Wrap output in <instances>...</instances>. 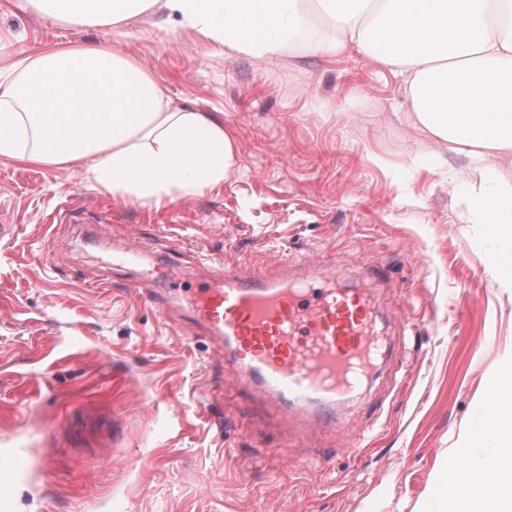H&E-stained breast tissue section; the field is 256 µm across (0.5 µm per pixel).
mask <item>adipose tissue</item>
<instances>
[{
  "label": "adipose tissue",
  "instance_id": "1",
  "mask_svg": "<svg viewBox=\"0 0 512 512\" xmlns=\"http://www.w3.org/2000/svg\"><path fill=\"white\" fill-rule=\"evenodd\" d=\"M20 0L61 26L111 35L146 13L179 15L205 42L257 58L349 46L398 70L416 123L472 161L463 221L512 241V189L490 169L512 161V0ZM0 157L58 168L81 163L91 187L160 205L223 185L234 145L223 120L174 105L139 61L99 42H64L0 69ZM475 475L448 512H512V353L488 384L484 418L460 444Z\"/></svg>",
  "mask_w": 512,
  "mask_h": 512
}]
</instances>
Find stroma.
Segmentation results:
<instances>
[{
	"instance_id": "35a3bbf8",
	"label": "stroma",
	"mask_w": 512,
	"mask_h": 512,
	"mask_svg": "<svg viewBox=\"0 0 512 512\" xmlns=\"http://www.w3.org/2000/svg\"><path fill=\"white\" fill-rule=\"evenodd\" d=\"M0 33L17 51L101 39L19 0H0ZM112 48L174 103L223 113L236 166L156 208L75 166L0 158V448L29 459L15 512H446L439 478L512 349V288L485 268L501 243L462 221L469 159L427 138L403 77L353 46L258 59L147 13ZM325 254L360 285L363 262L384 271L378 327L394 346L333 427L284 423L180 301L163 317L142 298Z\"/></svg>"
}]
</instances>
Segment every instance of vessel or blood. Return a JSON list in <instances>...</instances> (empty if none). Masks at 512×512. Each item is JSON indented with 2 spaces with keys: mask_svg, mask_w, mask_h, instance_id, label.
<instances>
[{
  "mask_svg": "<svg viewBox=\"0 0 512 512\" xmlns=\"http://www.w3.org/2000/svg\"><path fill=\"white\" fill-rule=\"evenodd\" d=\"M183 303L187 320L292 418L311 412L321 423H335L337 409L363 396L385 357L370 289L340 283L331 263H284L261 277L227 270ZM27 470L21 450L0 448V512H14L10 490ZM446 470L443 494L472 478L462 454Z\"/></svg>",
  "mask_w": 512,
  "mask_h": 512,
  "instance_id": "obj_1",
  "label": "vessel or blood"
}]
</instances>
